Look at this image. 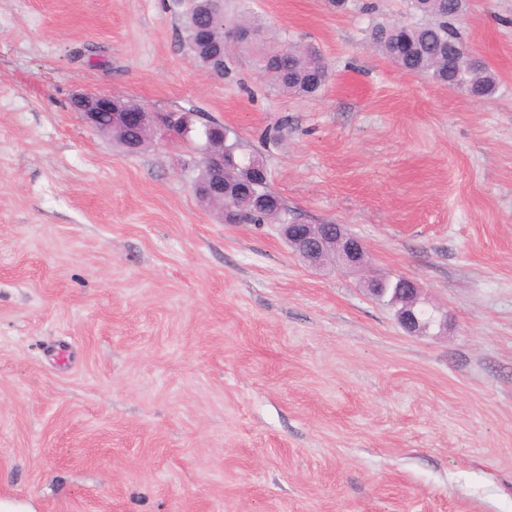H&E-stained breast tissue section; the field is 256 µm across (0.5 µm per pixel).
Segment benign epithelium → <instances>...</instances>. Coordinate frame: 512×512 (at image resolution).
Returning <instances> with one entry per match:
<instances>
[{
	"instance_id": "benign-epithelium-1",
	"label": "benign epithelium",
	"mask_w": 512,
	"mask_h": 512,
	"mask_svg": "<svg viewBox=\"0 0 512 512\" xmlns=\"http://www.w3.org/2000/svg\"><path fill=\"white\" fill-rule=\"evenodd\" d=\"M72 111L91 129L101 134L123 132L130 126L141 130L157 129L156 117L144 109L132 111L123 105L122 99L110 94L81 92L71 101ZM214 128L205 125L203 133L214 142V146L204 155L202 165L209 169L224 168V140L215 138ZM281 234L288 244L302 258L314 267L331 264L332 268L353 270L365 268L367 250L364 243L342 231L339 224H305L294 221L281 225ZM396 283L392 305L397 307L396 318L401 327L412 335H426L435 329L444 330L446 320L432 311L428 318H422L427 309V301L422 297V288L408 277L398 276L383 279L378 275L366 278L367 290L378 298L384 297L387 285Z\"/></svg>"
}]
</instances>
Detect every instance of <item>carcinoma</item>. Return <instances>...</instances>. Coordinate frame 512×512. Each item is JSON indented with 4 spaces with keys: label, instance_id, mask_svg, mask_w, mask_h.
Instances as JSON below:
<instances>
[{
    "label": "carcinoma",
    "instance_id": "carcinoma-1",
    "mask_svg": "<svg viewBox=\"0 0 512 512\" xmlns=\"http://www.w3.org/2000/svg\"><path fill=\"white\" fill-rule=\"evenodd\" d=\"M414 8L431 18L422 25H407L403 22L376 24L370 32V39L385 57L397 67L410 68L431 76L436 82L453 87L464 84L472 89L478 98L492 95L497 79L490 67L483 63L470 70L454 68L449 60L457 56L458 49L465 46L461 32L456 26L457 16L462 13L463 0H414ZM238 29L248 26L246 21L229 23L224 16V4L212 13L197 8L191 2L184 18V29L189 48L197 61L217 69L224 64L228 26ZM322 64L319 54L313 53L308 45L288 47V56L277 62L284 74H270L281 89L299 96L311 97L320 87L311 82L313 72ZM254 155L240 150L239 139L229 128H224V181L238 186L248 181L249 167ZM251 192L268 197L270 204L263 211H255L250 203L239 200L238 210L242 220L261 224L275 221L289 223L288 208L279 204L280 197L273 192L269 183L251 187Z\"/></svg>",
    "mask_w": 512,
    "mask_h": 512
}]
</instances>
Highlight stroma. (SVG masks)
Returning a JSON list of instances; mask_svg holds the SVG:
<instances>
[{
  "instance_id": "obj_1",
  "label": "stroma",
  "mask_w": 512,
  "mask_h": 512,
  "mask_svg": "<svg viewBox=\"0 0 512 512\" xmlns=\"http://www.w3.org/2000/svg\"><path fill=\"white\" fill-rule=\"evenodd\" d=\"M253 41L194 61L184 0H0V499L36 512H512V0L460 31L473 99L368 45L410 0H225ZM311 43L317 97L259 52ZM185 108L260 156L292 217L448 317L411 336L364 272L198 202L191 140L136 154L70 101Z\"/></svg>"
}]
</instances>
